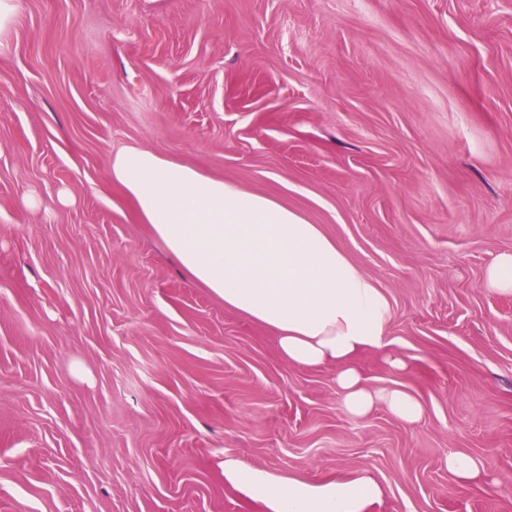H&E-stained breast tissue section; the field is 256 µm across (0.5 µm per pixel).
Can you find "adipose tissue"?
Masks as SVG:
<instances>
[{
	"label": "adipose tissue",
	"mask_w": 512,
	"mask_h": 512,
	"mask_svg": "<svg viewBox=\"0 0 512 512\" xmlns=\"http://www.w3.org/2000/svg\"><path fill=\"white\" fill-rule=\"evenodd\" d=\"M107 174L192 282L274 332L293 364H335L350 417L363 418L381 405L406 425L422 420L416 397L399 388L371 389L355 367L359 353L389 347L393 307L320 225L145 148L114 153ZM224 477L270 512H364L380 495L368 476L313 484L233 459L225 460Z\"/></svg>",
	"instance_id": "1"
}]
</instances>
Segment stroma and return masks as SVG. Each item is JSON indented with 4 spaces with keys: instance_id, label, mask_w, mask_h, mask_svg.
<instances>
[{
    "instance_id": "stroma-1",
    "label": "stroma",
    "mask_w": 512,
    "mask_h": 512,
    "mask_svg": "<svg viewBox=\"0 0 512 512\" xmlns=\"http://www.w3.org/2000/svg\"><path fill=\"white\" fill-rule=\"evenodd\" d=\"M126 147L321 225L394 308L388 353L357 367L423 419L351 418L335 366L289 363L192 284L107 177ZM504 253L512 0H16L0 512H267L225 481L228 457L312 483L368 474L366 512H512V296L485 285ZM452 450L487 478L461 487Z\"/></svg>"
}]
</instances>
